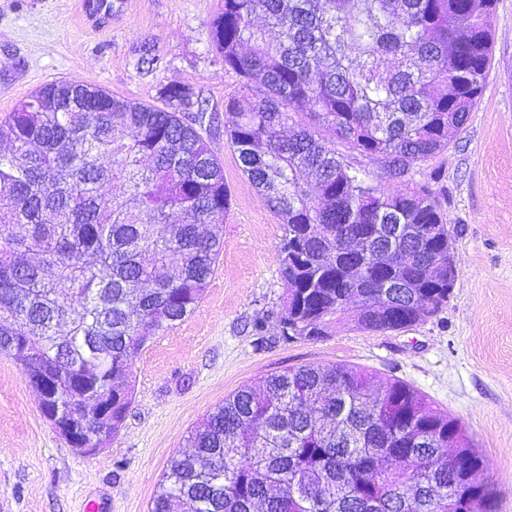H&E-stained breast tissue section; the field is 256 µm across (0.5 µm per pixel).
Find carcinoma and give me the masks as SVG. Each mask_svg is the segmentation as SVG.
Instances as JSON below:
<instances>
[{
	"mask_svg": "<svg viewBox=\"0 0 512 512\" xmlns=\"http://www.w3.org/2000/svg\"><path fill=\"white\" fill-rule=\"evenodd\" d=\"M497 0H224L209 46L239 76L224 134L281 220L288 294L279 339L346 320L408 329L448 302L453 240L436 171L416 169L466 130L489 77ZM164 107L82 81L49 83L0 123V353L53 389L85 435L71 379L112 391V435L137 353L202 301L230 194L186 88ZM333 129L336 140L320 131ZM376 170L354 166L357 157ZM402 180L398 192L380 182ZM186 214L182 223L171 212ZM149 512H448L457 472L471 512H497L466 428L399 379L304 365L243 386L187 436Z\"/></svg>",
	"mask_w": 512,
	"mask_h": 512,
	"instance_id": "cac0c4a2",
	"label": "carcinoma"
}]
</instances>
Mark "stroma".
Segmentation results:
<instances>
[{"mask_svg":"<svg viewBox=\"0 0 512 512\" xmlns=\"http://www.w3.org/2000/svg\"><path fill=\"white\" fill-rule=\"evenodd\" d=\"M80 2L0 0V118L60 80L158 107L165 85L188 88L216 117L203 135L224 166L231 207L201 303L136 355L133 400L106 447L90 456L71 448L14 360L0 354V512H83L90 499L107 512H148L197 422L241 386L309 364L402 380L457 418L485 459L498 512H512V0L497 2L479 107L459 143L432 162L447 191L458 269L447 304L405 331L368 334L340 322L321 340L289 342L272 318L287 294L276 262L280 221L224 136V102L240 81L208 43L221 0H120L98 20Z\"/></svg>","mask_w":512,"mask_h":512,"instance_id":"obj_1","label":"stroma"}]
</instances>
